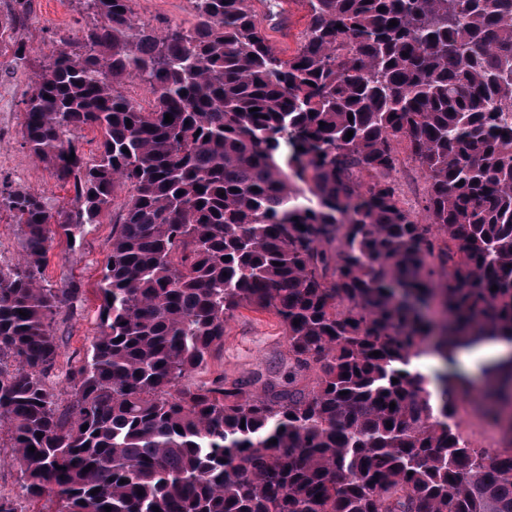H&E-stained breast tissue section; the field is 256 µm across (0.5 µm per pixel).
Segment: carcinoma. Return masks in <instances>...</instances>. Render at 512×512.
Returning <instances> with one entry per match:
<instances>
[{
  "mask_svg": "<svg viewBox=\"0 0 512 512\" xmlns=\"http://www.w3.org/2000/svg\"><path fill=\"white\" fill-rule=\"evenodd\" d=\"M82 2L96 23L78 51L38 50L22 126L75 198L0 187L22 244L0 266V434L23 495L49 512H512V452L459 432L466 382L445 369L431 392L412 367L512 345V0H303L286 58L267 34L278 0L262 20L252 0H193L194 25L160 32L132 0ZM31 15L0 0V43ZM133 78L152 109L121 91ZM400 143L423 221L391 178ZM118 184L133 194L102 330L62 409L46 376L80 288L42 270L52 233L80 239ZM248 307L284 327L288 384L183 383ZM430 308L447 315L431 344ZM483 375L481 415L512 437V353ZM69 137L75 141L89 159L99 155L101 135L98 131L90 128H74L70 131Z\"/></svg>",
  "mask_w": 512,
  "mask_h": 512,
  "instance_id": "cac0c4a2",
  "label": "carcinoma"
}]
</instances>
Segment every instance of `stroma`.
I'll use <instances>...</instances> for the list:
<instances>
[{"label":"stroma","instance_id":"35a3bbf8","mask_svg":"<svg viewBox=\"0 0 512 512\" xmlns=\"http://www.w3.org/2000/svg\"><path fill=\"white\" fill-rule=\"evenodd\" d=\"M283 6L287 21L283 27L270 31L269 37L278 51L289 55L307 28L308 13L302 0H284ZM131 7L137 20L156 30L170 24L188 26L194 21L191 0H133ZM88 21L79 0H33L30 26L20 37L38 47L58 35H79ZM33 80L32 66L15 64L10 52L0 53V183L39 193L55 207L70 202L74 191L71 186L59 184L23 143V102ZM132 192L130 185H118L110 210L103 212L99 223L86 225L76 246H69L58 235L47 254L45 284L58 288L73 282L81 290L74 311H61L56 318L60 355L47 377L64 406L71 402L74 392L66 375L70 368L81 364L101 331L98 283L112 239V214L119 211ZM286 346L285 331L272 313L239 310L224 325L223 349L213 354L205 366L190 372L186 381L193 384L223 378L231 382L274 373L280 382H287Z\"/></svg>","mask_w":512,"mask_h":512}]
</instances>
